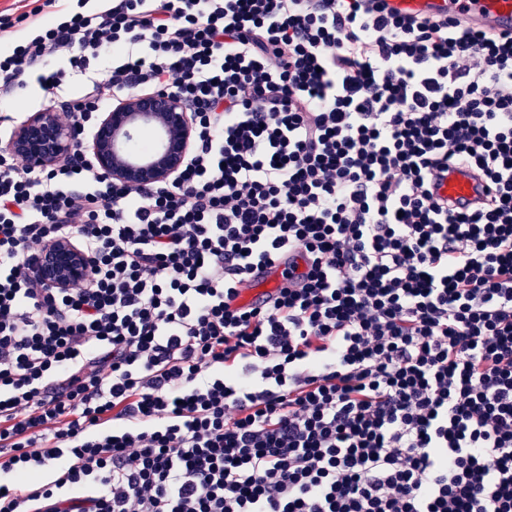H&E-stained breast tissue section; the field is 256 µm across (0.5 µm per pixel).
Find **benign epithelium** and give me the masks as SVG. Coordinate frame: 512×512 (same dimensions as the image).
<instances>
[{
  "mask_svg": "<svg viewBox=\"0 0 512 512\" xmlns=\"http://www.w3.org/2000/svg\"><path fill=\"white\" fill-rule=\"evenodd\" d=\"M141 130L156 134V152L132 149ZM193 140L194 126L184 100L169 94L131 93L97 118L87 150L94 170L129 186L148 188L177 177ZM6 149L29 169L45 168L72 153L73 135L56 113L47 109L24 120ZM35 266L48 288H67L87 280L91 273L89 256L69 237L44 243Z\"/></svg>",
  "mask_w": 512,
  "mask_h": 512,
  "instance_id": "obj_1",
  "label": "benign epithelium"
}]
</instances>
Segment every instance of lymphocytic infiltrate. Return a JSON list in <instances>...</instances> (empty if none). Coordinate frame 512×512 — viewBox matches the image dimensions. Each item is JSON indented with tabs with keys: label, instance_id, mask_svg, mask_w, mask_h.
Segmentation results:
<instances>
[{
	"label": "lymphocytic infiltrate",
	"instance_id": "1",
	"mask_svg": "<svg viewBox=\"0 0 512 512\" xmlns=\"http://www.w3.org/2000/svg\"><path fill=\"white\" fill-rule=\"evenodd\" d=\"M62 57L91 72L59 114L76 150L0 154V512H512V33L386 0H110L13 42L0 92L55 97ZM137 88L196 129L149 190L83 148ZM458 167L495 188L477 209L438 193ZM59 236L86 282L38 280ZM284 268V260L277 262L264 277L252 283L242 292L240 302L245 304L255 303L264 295L273 293L277 288L284 285L285 280L282 275Z\"/></svg>",
	"mask_w": 512,
	"mask_h": 512
}]
</instances>
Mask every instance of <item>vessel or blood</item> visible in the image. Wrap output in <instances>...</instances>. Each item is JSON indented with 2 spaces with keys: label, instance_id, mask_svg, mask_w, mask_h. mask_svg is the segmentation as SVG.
Returning a JSON list of instances; mask_svg holds the SVG:
<instances>
[{
  "label": "vessel or blood",
  "instance_id": "vessel-or-blood-1",
  "mask_svg": "<svg viewBox=\"0 0 512 512\" xmlns=\"http://www.w3.org/2000/svg\"><path fill=\"white\" fill-rule=\"evenodd\" d=\"M390 10L412 15H445L466 26H479L493 33L512 32V0H387ZM441 195L469 205L475 203L481 188L465 169L450 171L439 189ZM284 262H277L240 297L242 303L257 302L284 285Z\"/></svg>",
  "mask_w": 512,
  "mask_h": 512
}]
</instances>
